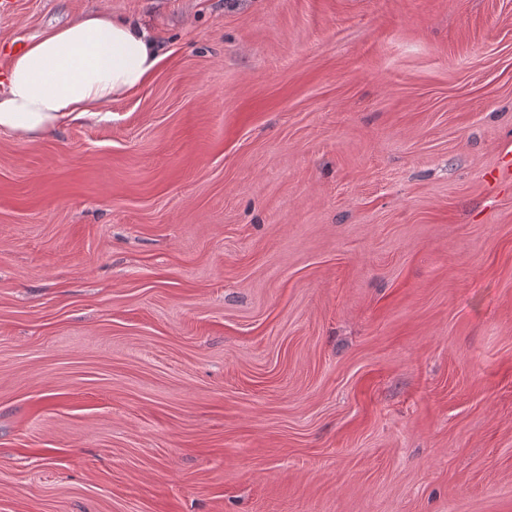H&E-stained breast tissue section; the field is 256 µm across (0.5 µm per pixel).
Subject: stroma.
<instances>
[{"label": "stroma", "mask_w": 512, "mask_h": 512, "mask_svg": "<svg viewBox=\"0 0 512 512\" xmlns=\"http://www.w3.org/2000/svg\"><path fill=\"white\" fill-rule=\"evenodd\" d=\"M165 54L0 130V512H512V0H8Z\"/></svg>", "instance_id": "obj_1"}]
</instances>
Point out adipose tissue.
Here are the masks:
<instances>
[{"instance_id":"ef3b65f1","label":"adipose tissue","mask_w":512,"mask_h":512,"mask_svg":"<svg viewBox=\"0 0 512 512\" xmlns=\"http://www.w3.org/2000/svg\"><path fill=\"white\" fill-rule=\"evenodd\" d=\"M163 59L139 23L85 14L30 42L0 74V129L23 138L93 116L148 83Z\"/></svg>"}]
</instances>
